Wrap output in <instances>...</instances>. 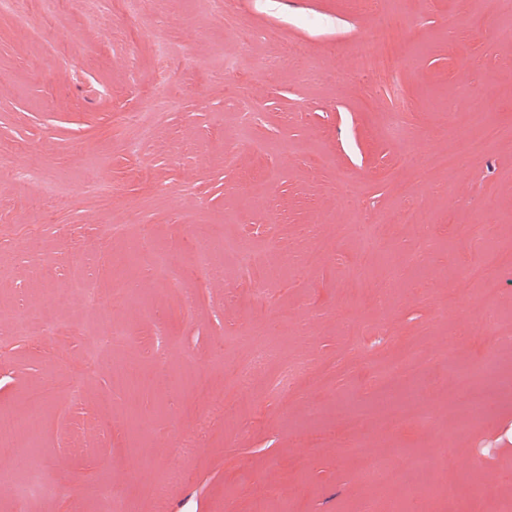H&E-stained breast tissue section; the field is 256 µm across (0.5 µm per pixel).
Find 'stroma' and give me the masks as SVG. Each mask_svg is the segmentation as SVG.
I'll return each instance as SVG.
<instances>
[{"label":"stroma","mask_w":512,"mask_h":512,"mask_svg":"<svg viewBox=\"0 0 512 512\" xmlns=\"http://www.w3.org/2000/svg\"><path fill=\"white\" fill-rule=\"evenodd\" d=\"M96 8L104 23L61 22L30 0L44 50L0 17V152L69 189L48 200L0 173V309L29 299L70 330L31 341L0 321V409L40 421L0 465L18 479L35 457L49 487L26 501L0 488V512H101L107 493L118 512H392L400 499L407 512H512V145L453 172L435 163L470 111L512 129L500 0ZM386 19L395 58L360 78L357 41ZM156 39L173 50L179 104L146 141L127 115L151 109ZM398 107L401 141L386 133ZM242 112L259 126L230 141ZM99 182L117 195L95 197ZM412 205L422 223H404ZM114 224L128 235L112 238ZM228 233L254 252L248 272L229 258L222 274L199 270L174 247ZM146 239L170 249L167 274L127 265ZM78 272L94 293L68 290ZM104 306L130 333L116 355L100 347ZM261 340L277 358L239 382ZM483 360L492 374L470 381ZM298 361L312 377L292 390L282 377ZM132 366L147 384L133 408L117 383ZM423 467L430 490L408 493ZM472 486L486 497L469 500Z\"/></svg>","instance_id":"1"}]
</instances>
